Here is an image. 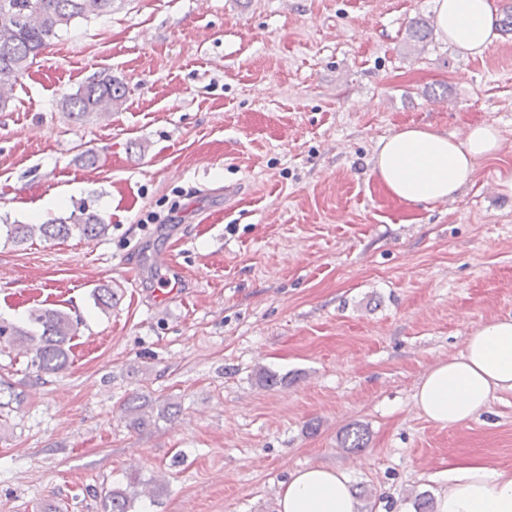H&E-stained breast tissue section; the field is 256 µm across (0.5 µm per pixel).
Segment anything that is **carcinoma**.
I'll use <instances>...</instances> for the list:
<instances>
[{"mask_svg":"<svg viewBox=\"0 0 512 512\" xmlns=\"http://www.w3.org/2000/svg\"><path fill=\"white\" fill-rule=\"evenodd\" d=\"M117 0H0V80L16 78L35 63L53 40L68 31L78 19L100 17L112 12ZM125 87L103 77L81 86L66 99L67 112L77 119L89 114L104 115L120 106ZM7 238L22 243L38 233L48 239L73 235L101 237L109 229L102 217L80 210L67 218H54L43 224H5ZM29 320L37 331L0 323V338L8 337L32 354L31 366L37 375L57 374L66 369L74 335L71 316L59 309H37ZM22 400L16 384L0 377V411ZM102 512H128L125 493L112 489L102 498Z\"/></svg>","mask_w":512,"mask_h":512,"instance_id":"carcinoma-1","label":"carcinoma"}]
</instances>
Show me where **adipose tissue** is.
<instances>
[{"mask_svg": "<svg viewBox=\"0 0 512 512\" xmlns=\"http://www.w3.org/2000/svg\"><path fill=\"white\" fill-rule=\"evenodd\" d=\"M492 0H436L440 34L466 55L484 54L500 37ZM503 148L499 128L478 122L464 138L429 126L405 125L382 138L372 173L387 193L412 205L455 199L480 161ZM512 392V315L470 327L466 352L438 362L418 382L415 407L441 427L461 425L484 411L495 392ZM279 512H356L347 474L313 465L291 472ZM436 512H512V471L472 461L448 470Z\"/></svg>", "mask_w": 512, "mask_h": 512, "instance_id": "1", "label": "adipose tissue"}]
</instances>
